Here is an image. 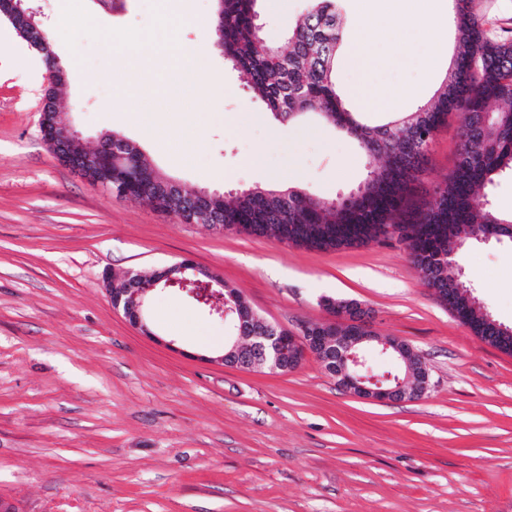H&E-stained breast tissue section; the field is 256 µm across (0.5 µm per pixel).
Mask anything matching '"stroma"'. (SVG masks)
I'll return each mask as SVG.
<instances>
[{
    "mask_svg": "<svg viewBox=\"0 0 512 512\" xmlns=\"http://www.w3.org/2000/svg\"><path fill=\"white\" fill-rule=\"evenodd\" d=\"M56 55L68 57L61 118L85 148L116 133L188 191L233 193L289 174L312 197L355 190L375 165L352 138L307 117L264 123L217 52L205 104L168 98V61L144 53L111 74L101 44L155 20L151 0H82L90 25L56 29L60 0H33ZM311 0L262 10L263 38L286 46ZM27 43L0 21V512H512V354L475 336L423 282L406 243L375 239L317 251L268 237L183 224L119 199L62 165L40 133L47 67L30 69ZM428 41L408 62L381 65L412 91L415 111L441 86L427 80ZM160 110L153 138L134 114ZM458 117L435 134L409 197L419 205L453 169ZM264 149V165L249 163ZM223 180H214V173ZM190 260L238 288L271 323L296 330L330 315L321 298L355 300L377 335L397 336L430 375L418 401L380 403L344 391L306 354L276 374L217 363L228 333L188 291L147 296L145 336L112 307L106 270L149 275ZM480 302L512 327V241L468 243L459 257ZM182 314L170 327V310Z\"/></svg>",
    "mask_w": 512,
    "mask_h": 512,
    "instance_id": "obj_1",
    "label": "stroma"
}]
</instances>
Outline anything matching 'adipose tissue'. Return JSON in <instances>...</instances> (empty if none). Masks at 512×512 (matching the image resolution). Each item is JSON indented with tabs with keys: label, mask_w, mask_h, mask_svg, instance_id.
I'll return each mask as SVG.
<instances>
[{
	"label": "adipose tissue",
	"mask_w": 512,
	"mask_h": 512,
	"mask_svg": "<svg viewBox=\"0 0 512 512\" xmlns=\"http://www.w3.org/2000/svg\"><path fill=\"white\" fill-rule=\"evenodd\" d=\"M358 13L367 25L385 30L387 44L400 54L411 53L415 46L414 17H423L425 35L435 53H442L441 31L446 24L442 0H354ZM170 0H157L156 24L148 26L137 36L125 37L120 43L104 39L103 53L121 57L126 63L137 62L144 49L169 59L171 74L163 86L170 97L188 92L202 93L211 89L208 78L209 61L201 51L186 49L180 39L182 17L171 15ZM380 52L379 45L363 37L351 38L342 51L340 65L353 74L354 79L345 90L346 96L365 107L393 114L402 112L407 94L400 88L384 83L373 64Z\"/></svg>",
	"instance_id": "1"
}]
</instances>
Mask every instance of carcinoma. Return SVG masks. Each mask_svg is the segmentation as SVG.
I'll list each match as a JSON object with an SVG mask.
<instances>
[{"label":"carcinoma","mask_w":512,"mask_h":512,"mask_svg":"<svg viewBox=\"0 0 512 512\" xmlns=\"http://www.w3.org/2000/svg\"><path fill=\"white\" fill-rule=\"evenodd\" d=\"M262 0H224V19L214 29L212 46L223 53L252 96L280 123L293 124L317 114L356 140L383 164L361 185L336 201L311 198L296 186H255L224 198V230L252 225L251 234L298 244L296 232L323 237L306 246L338 249L407 226L405 239L427 287L450 302V311L472 332L512 353V327L493 319L475 301L462 280L459 254L470 240L491 229L507 231L512 213L496 211L483 190L512 175V41L493 38L473 9V0H454L457 49L448 79L438 94L414 112H402L381 124H368L348 110L336 91V53L345 17L342 0H312L296 24L284 52L259 34ZM460 118L458 162L422 204L409 208L407 197L438 128L448 116ZM140 179L130 185L131 198L160 211L170 208L158 191L161 181L139 150L127 159ZM390 368L366 364L360 372L385 381L405 380L407 365L385 352Z\"/></svg>","instance_id":"carcinoma-1"}]
</instances>
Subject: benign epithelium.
<instances>
[{
  "label": "benign epithelium",
  "instance_id": "obj_1",
  "mask_svg": "<svg viewBox=\"0 0 512 512\" xmlns=\"http://www.w3.org/2000/svg\"><path fill=\"white\" fill-rule=\"evenodd\" d=\"M26 0H12L13 14L20 17L27 30L29 41L38 45L46 60L50 74L67 82L65 70L57 68V59L44 28L34 21V15L22 10ZM57 108L48 97L41 102L40 130L47 147L55 151L57 160L79 171L84 177L109 193H118L126 189L120 174L125 163L130 142L119 135L107 134L100 137L99 143L92 149L76 152L72 148V137L76 132L70 126L54 116ZM224 194L213 191L209 195L190 193L178 201L177 209L167 215L185 224H204L216 230H224L220 224V206ZM193 271L195 279L184 277L187 271ZM167 286H185L193 283L217 286L220 291L217 298L228 295L235 300L241 296L236 288H224V279L212 271L195 266L184 260L167 266L154 274L152 280L133 270L113 272L105 276L104 286L108 292L112 307L123 313L129 324L145 335L152 334L145 319V301L148 293L160 283ZM323 306L332 314L331 323L345 322L351 325L353 336H325L318 329L302 323L298 331H288L259 317L250 307L241 304L235 306L224 302V306L214 305L220 315L237 313L236 336L224 346L223 355L217 360L224 365L241 369L266 368L271 371L286 372L299 366L305 352L315 355L325 371L336 379V383L354 396L376 402H401L421 399L429 390V371L418 357L413 346L407 341L393 337L387 339L378 336L369 326L371 311L354 300H335L325 298ZM378 342L392 349L399 356L407 354L416 358L422 369V378L412 386L398 383L394 386H382L376 383L371 387L363 377H354L348 371V365L361 364L359 355L353 351L357 344Z\"/></svg>",
  "mask_w": 512,
  "mask_h": 512
}]
</instances>
